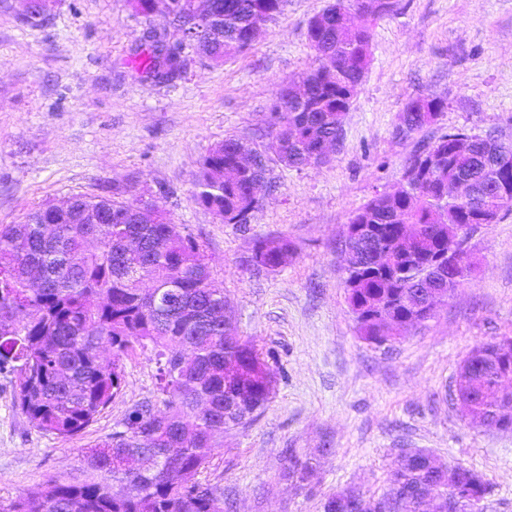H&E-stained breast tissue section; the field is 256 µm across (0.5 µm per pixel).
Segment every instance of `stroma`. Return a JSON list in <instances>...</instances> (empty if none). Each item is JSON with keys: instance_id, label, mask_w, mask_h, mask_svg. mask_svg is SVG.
Segmentation results:
<instances>
[{"instance_id": "1", "label": "stroma", "mask_w": 512, "mask_h": 512, "mask_svg": "<svg viewBox=\"0 0 512 512\" xmlns=\"http://www.w3.org/2000/svg\"><path fill=\"white\" fill-rule=\"evenodd\" d=\"M331 0H288L251 49L223 63L192 61L161 83L135 68L144 28L129 0H54L40 26L23 0H0V225L76 194L156 202L203 246L230 299L240 335L255 337L275 380L248 427L217 438L201 479L232 512H322L345 489L382 492L398 449L424 448L442 463L483 473L487 512H512V432L470 423L448 398L474 347L512 336V215L473 234L475 268L435 318L396 341L364 340L343 288L341 244L353 212L395 190L405 163L442 133L512 136V0H399L395 13L362 17L370 61L328 163L271 162L272 188L247 228L221 223L193 198L204 157L228 136L265 146L280 91L310 69V20ZM442 96L432 125L398 131L417 97ZM285 235L297 251L275 274L245 269L255 241ZM152 350L124 360L118 397L70 439L35 428L0 375V497L82 478L84 448L111 434L154 390ZM310 461L303 488L284 471L289 453Z\"/></svg>"}]
</instances>
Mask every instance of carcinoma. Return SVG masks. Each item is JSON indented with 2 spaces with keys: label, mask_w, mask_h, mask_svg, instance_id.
<instances>
[{
  "label": "carcinoma",
  "mask_w": 512,
  "mask_h": 512,
  "mask_svg": "<svg viewBox=\"0 0 512 512\" xmlns=\"http://www.w3.org/2000/svg\"><path fill=\"white\" fill-rule=\"evenodd\" d=\"M195 0H133L149 17L158 3L178 33L179 51L220 62L250 49L262 28L283 14L288 0H208L204 34L186 38ZM396 0H335L308 26L316 66L290 85L307 86L299 102L280 93L269 120L271 149L288 168L318 158L327 145H342L343 124L369 62L370 35L352 13L382 16ZM136 69L155 72L148 48L135 53ZM448 109L442 97L410 100L399 131L434 123ZM469 139L465 151L453 149ZM267 151L230 136L215 145L195 175L193 197L224 224L244 228L268 188ZM409 180L378 194L350 218L372 225L360 238L357 261L346 270L348 306L363 338L373 344L421 325L461 282L434 265L455 227L467 238L483 223L512 214V137L442 134L406 163ZM470 180L465 199L448 197V181ZM385 249L405 266L401 276L373 269ZM294 247L281 235L255 240L243 265L275 273ZM437 286L429 299L416 281ZM152 287H141L143 281ZM151 348L157 360L155 390L134 404L111 434L84 449L92 477L50 480L26 497L0 499V512H224L220 488L197 476L210 464L211 448L224 432L250 425L274 391V380L255 339L239 335L224 288L215 284L198 240L184 233L154 203L134 206L115 196L75 195L60 205L31 209L18 224L0 225V374L17 379L16 400L34 427L61 438L83 432L122 390L123 358L134 346ZM455 383L472 392L469 415L481 428L512 431V349L498 342L475 347ZM290 478L305 480L309 462L288 449ZM184 482L168 478L170 469ZM492 485L463 467L458 484L448 466L423 448H401L386 488L366 495L331 494L323 512H473Z\"/></svg>",
  "instance_id": "cac0c4a2"
}]
</instances>
